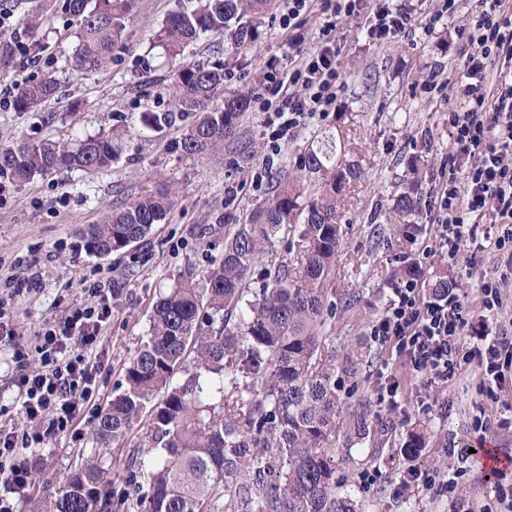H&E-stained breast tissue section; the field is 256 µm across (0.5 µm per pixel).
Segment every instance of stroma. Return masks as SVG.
<instances>
[{"mask_svg":"<svg viewBox=\"0 0 512 512\" xmlns=\"http://www.w3.org/2000/svg\"><path fill=\"white\" fill-rule=\"evenodd\" d=\"M63 4L64 0H6L15 21L36 9L41 24L25 34L29 55L0 48V84L10 83L18 74L34 80L50 73L59 90L41 111H0V147L42 139L74 141L114 127L118 160L96 174L61 170L22 186L9 184L0 193V279L21 276L24 260L39 261L43 273L35 290L16 294L0 288V307L15 327L12 341L0 343V423L19 428L27 424L12 385L13 346L34 345L44 319L91 304L79 285L82 273L97 268L101 276L119 280L123 293L113 301L112 316L101 336L109 365L99 378V403L83 409L71 431L53 437L41 450L42 474L63 478L91 456V431L100 407L118 394L123 367L148 333L160 292L186 277L203 282L208 267L222 257L225 231L245 222L264 203L291 172L295 154L314 135L342 123L360 144L359 158L367 176L344 212V258L337 266L336 313L327 320V334L337 348L349 347L361 354V371L345 379L341 396L348 407L366 403L375 425L373 434L353 448L337 440L336 479L357 500L361 512H449L447 497L435 490L422 486L400 493L398 478L408 471L440 479L455 477L458 493L474 507L487 503L490 485L477 465L450 454L451 449L475 442L473 408L479 397L474 374L423 389L411 364L392 359L389 348L370 334L373 321L393 296L391 275L407 259H414L421 270L420 288H427L430 277L445 265L472 302L478 298L483 277L497 270L496 254L490 250L481 253L473 270L448 265L446 257L434 251L436 226L427 213L419 216L422 231L412 249H403L393 235L374 232L375 226L397 223L392 199L410 161L420 158V183L425 186L448 154V112L456 101L449 90L430 92L423 82L431 71L458 69L459 18L474 11L476 0H460L457 16L447 18L434 33L417 23L381 46L369 41L364 19H345L338 30L343 46L342 86L335 112L307 122L269 168L263 163L267 153L264 115L255 109L244 112L233 139L198 158L167 149L168 142L191 123V116L177 117L160 134L144 126V113L171 107V68L158 59L145 65L143 57L175 0H138L112 65L86 74L71 66L76 26ZM259 33L251 49L233 56L224 49L223 31L205 32L187 51L186 59L204 64L232 60L234 76L225 83V94L253 89L267 62L282 66L288 62L277 14L260 22ZM165 183L179 189L175 209L165 223L155 225L125 251L107 256L86 251L76 233L78 226L97 223L112 206ZM350 295L356 298L351 306L345 303ZM383 365L399 384L401 407L393 414L377 399V371ZM419 425L427 428L428 438L425 448L414 456L406 453L405 446L412 428ZM145 432V426H137L108 450L115 491L112 512H126L122 500L135 492L127 481L128 463L143 449ZM364 472L374 476L370 485L360 482Z\"/></svg>","mask_w":512,"mask_h":512,"instance_id":"obj_1","label":"stroma"}]
</instances>
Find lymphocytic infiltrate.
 Segmentation results:
<instances>
[{"label":"lymphocytic infiltrate","mask_w":512,"mask_h":512,"mask_svg":"<svg viewBox=\"0 0 512 512\" xmlns=\"http://www.w3.org/2000/svg\"><path fill=\"white\" fill-rule=\"evenodd\" d=\"M314 10L319 27L312 36L305 25ZM368 10L373 21L367 35L381 44L418 21L425 29L436 28L456 12L457 0H442L429 12L417 9L413 0H283L278 21L287 36L288 63L269 65L253 94L264 114L271 156L280 155L289 136L307 121L335 111L341 77L336 31L344 18ZM461 38L459 72L431 82L435 89L452 88L457 101L448 114V159L426 196L436 215L437 250L450 260H460L467 246L483 250L479 225H500L493 247L505 272L484 279L478 296L480 310L489 313L502 307L512 271V0H478ZM80 283L94 302L42 322L34 351L40 370L28 371L29 353L14 349L28 427L19 433L0 426V512H17L39 464L36 456L21 454L19 445L35 449L46 438L70 431L81 409L99 396L97 377L104 364L95 350L112 316V291L87 276ZM468 311L458 292L432 299L409 280L394 290L371 334L431 384L478 365L479 393L495 400L512 373V336L490 335L485 320H472Z\"/></svg>","instance_id":"obj_1"}]
</instances>
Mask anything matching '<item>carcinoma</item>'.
Returning a JSON list of instances; mask_svg holds the SVG:
<instances>
[{"instance_id": "carcinoma-1", "label": "carcinoma", "mask_w": 512, "mask_h": 512, "mask_svg": "<svg viewBox=\"0 0 512 512\" xmlns=\"http://www.w3.org/2000/svg\"><path fill=\"white\" fill-rule=\"evenodd\" d=\"M137 7L138 0H65L78 26L74 69H106ZM274 7L275 0H197L191 7L177 0L152 43L176 71L173 110L143 116L161 133L173 113L197 114L172 151L198 156L223 145L248 108L244 93L212 106L224 94L225 64L186 63L187 48L217 29L237 53L255 43L258 21ZM57 90L48 73L21 85L14 107L35 112ZM358 153L350 131L322 132L298 155L296 174L280 181L249 222L224 234V255L206 272V287L186 279L153 305L149 336L125 366V388L94 429L106 451L148 418L150 448L128 464L138 490L126 499L131 512H358L336 483V433L345 431L355 445L371 435L373 420L364 405L344 411L339 375L357 376L361 362L337 354L324 334L336 296L341 214L364 178ZM115 158L114 130H102L72 144L1 147L0 175L25 184L63 168L96 173ZM175 204L176 190L166 184L127 199L78 234L91 254L118 252L165 221ZM393 208L405 220L397 234L407 248L421 230L412 220L419 212L416 177L403 183ZM283 236L292 238L290 257L259 289L250 288L249 272ZM431 288L443 297L455 281L443 271ZM40 489L42 512H108L112 505L100 456Z\"/></svg>"}]
</instances>
